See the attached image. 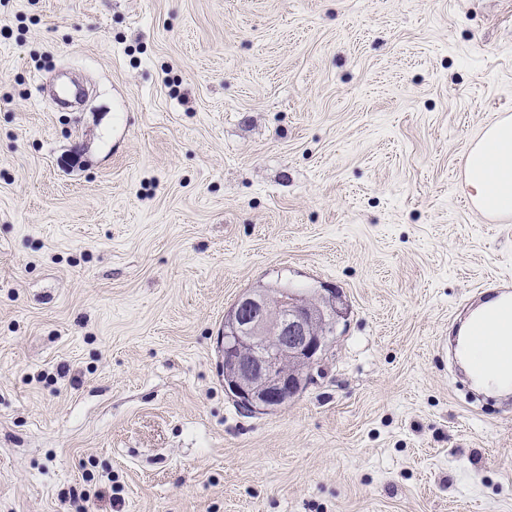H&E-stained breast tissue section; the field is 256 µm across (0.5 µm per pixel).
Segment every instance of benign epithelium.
<instances>
[{
    "instance_id": "obj_1",
    "label": "benign epithelium",
    "mask_w": 512,
    "mask_h": 512,
    "mask_svg": "<svg viewBox=\"0 0 512 512\" xmlns=\"http://www.w3.org/2000/svg\"><path fill=\"white\" fill-rule=\"evenodd\" d=\"M325 313L341 315L336 295L313 299L282 290L273 296L264 288L244 293L224 331V359L235 368L238 400L273 411L296 396L327 345L328 337L315 328Z\"/></svg>"
}]
</instances>
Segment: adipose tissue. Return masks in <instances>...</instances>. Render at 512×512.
Masks as SVG:
<instances>
[{
	"instance_id": "obj_1",
	"label": "adipose tissue",
	"mask_w": 512,
	"mask_h": 512,
	"mask_svg": "<svg viewBox=\"0 0 512 512\" xmlns=\"http://www.w3.org/2000/svg\"><path fill=\"white\" fill-rule=\"evenodd\" d=\"M464 176L481 212L512 214V115L500 117L468 146ZM458 336L462 362L475 384L512 394V294L493 293L470 313Z\"/></svg>"
}]
</instances>
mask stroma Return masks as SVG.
Returning a JSON list of instances; mask_svg holds the SVG:
<instances>
[{
  "label": "stroma",
  "instance_id": "stroma-1",
  "mask_svg": "<svg viewBox=\"0 0 512 512\" xmlns=\"http://www.w3.org/2000/svg\"><path fill=\"white\" fill-rule=\"evenodd\" d=\"M512 0H0V512H512V292L466 149ZM344 318L277 412L224 387L248 289ZM475 308L458 332L462 362L477 386L512 394V294L497 293ZM480 340L473 343V329Z\"/></svg>",
  "mask_w": 512,
  "mask_h": 512
}]
</instances>
